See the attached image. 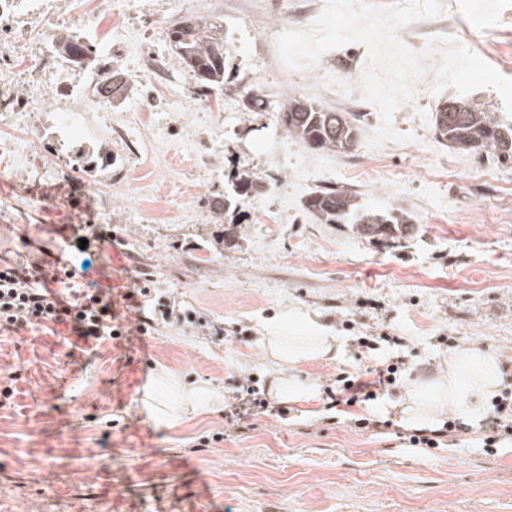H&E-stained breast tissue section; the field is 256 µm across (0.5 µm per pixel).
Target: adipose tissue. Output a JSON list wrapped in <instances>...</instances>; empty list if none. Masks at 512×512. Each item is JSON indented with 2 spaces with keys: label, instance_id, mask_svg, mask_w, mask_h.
I'll return each mask as SVG.
<instances>
[{
  "label": "adipose tissue",
  "instance_id": "adipose-tissue-1",
  "mask_svg": "<svg viewBox=\"0 0 512 512\" xmlns=\"http://www.w3.org/2000/svg\"><path fill=\"white\" fill-rule=\"evenodd\" d=\"M340 342L309 326L307 335L286 336L270 329L265 338L269 359L278 362L274 394L283 401L303 402L313 392L289 376V368L301 362L337 355ZM500 358L475 346H463L448 357L445 372L426 379L413 389V401L404 412L411 422L437 417L444 410L469 411L489 394L498 391L501 382Z\"/></svg>",
  "mask_w": 512,
  "mask_h": 512
}]
</instances>
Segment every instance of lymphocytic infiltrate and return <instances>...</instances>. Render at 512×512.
I'll return each instance as SVG.
<instances>
[{
  "label": "lymphocytic infiltrate",
  "mask_w": 512,
  "mask_h": 512,
  "mask_svg": "<svg viewBox=\"0 0 512 512\" xmlns=\"http://www.w3.org/2000/svg\"><path fill=\"white\" fill-rule=\"evenodd\" d=\"M137 316L136 329L148 335L159 324L191 323L193 314L182 311L171 298L153 295L146 279L123 295ZM70 326L72 334L83 341L102 342L121 336L115 324L114 303L106 292L84 288L73 270L59 266L48 270L33 261L0 257V333L28 328L38 330L47 324ZM398 373L393 364H376L363 373H338L334 385L326 387L328 409L340 406L365 409L396 383ZM276 410L286 415L285 407H272L259 388L244 385L235 402L224 414L226 432L242 433L254 426L258 412ZM485 452H492L503 438L512 436V392L502 393L482 419Z\"/></svg>",
  "instance_id": "f902f5d3"
}]
</instances>
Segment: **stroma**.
<instances>
[{
  "label": "stroma",
  "mask_w": 512,
  "mask_h": 512,
  "mask_svg": "<svg viewBox=\"0 0 512 512\" xmlns=\"http://www.w3.org/2000/svg\"><path fill=\"white\" fill-rule=\"evenodd\" d=\"M293 6L262 0L243 20L225 0H113L105 16L94 0H70L74 19L98 25L91 55L111 52L129 97L76 132L53 112H0V137L28 162L0 169V252L15 250L27 228L85 287L117 296L126 329L97 346L64 325L0 335V391H13L0 404V512H512V446L480 448L488 404L427 450L410 447L400 411L418 380L467 344L500 356L501 387L512 388V160L436 138L434 109L454 90L435 77L416 81L410 107L395 112L396 139L374 143L382 118L373 108L356 115L353 150L305 149L276 112L300 94L301 77L270 47ZM187 16L228 32L223 86L199 91L174 54L168 30ZM251 91L266 111H247ZM103 146L111 167L85 177L83 154ZM490 164L499 176L488 182ZM243 174L261 177L263 194L216 211ZM326 187L367 208L401 209L417 230L367 241L349 225L319 223L303 203ZM74 197L104 217L122 250L96 241L77 249L53 235L76 223ZM133 271L220 335L162 325L140 336L119 299ZM309 319L341 349L295 369L316 394L289 419L264 412L255 431L228 437L223 408L177 427L146 409V396H166L168 376L227 399L250 377L269 386L277 367L263 356L264 325L299 333ZM384 333L393 340L375 357L399 364V383L364 413L390 416L394 434L356 428V409L324 425L325 386L353 370L358 337Z\"/></svg>",
  "instance_id": "1"
}]
</instances>
